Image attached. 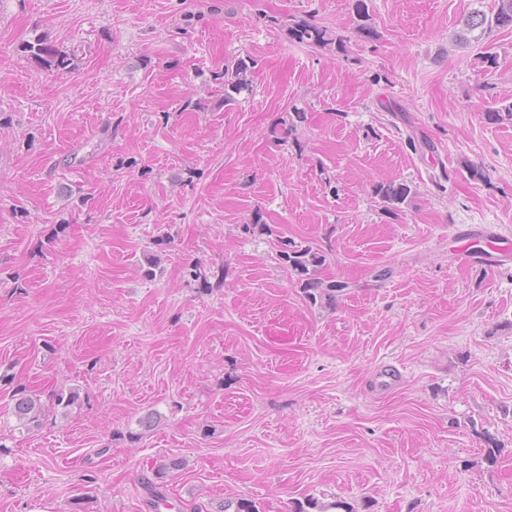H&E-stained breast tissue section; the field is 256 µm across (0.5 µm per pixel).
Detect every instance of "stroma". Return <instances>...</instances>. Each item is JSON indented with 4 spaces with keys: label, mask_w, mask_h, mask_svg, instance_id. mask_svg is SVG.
I'll use <instances>...</instances> for the list:
<instances>
[{
    "label": "stroma",
    "mask_w": 512,
    "mask_h": 512,
    "mask_svg": "<svg viewBox=\"0 0 512 512\" xmlns=\"http://www.w3.org/2000/svg\"><path fill=\"white\" fill-rule=\"evenodd\" d=\"M366 2L371 38L354 0H0V512H149L168 456L182 512H512V261L460 253L512 232V117L485 119L512 31L490 67L449 43L473 0ZM306 16L342 49L291 41ZM247 57L220 105L210 74ZM283 238L324 252L335 306L304 301ZM24 49L43 63L48 70L68 72L73 67V61L67 55L59 53L46 39L39 38L34 43H28ZM248 59L254 65L253 60L251 58ZM250 63L241 58L234 61L231 65H226L224 67V74L221 77H218L220 75H213V81L221 79V83L224 85V96L222 98L224 105H230L232 102H235L234 94L238 95L248 88V72L251 73V69L254 67H251ZM410 193V187L401 182L390 181L379 183L375 187V194L378 195L384 203L391 205L394 210L399 209L398 205L404 203ZM14 394V403L9 407L10 413L16 418L18 425L28 432L38 430L45 415V405L41 398L24 390ZM183 467L182 458L176 456L168 457L156 466L151 478H145L143 490L146 501L151 508L157 510L160 504L167 502L165 494L167 478L171 473L182 470ZM333 501L324 502L314 496H307L297 500L292 505L290 512H358L350 502L333 497Z\"/></svg>",
    "instance_id": "obj_1"
}]
</instances>
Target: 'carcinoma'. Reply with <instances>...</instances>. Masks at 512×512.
Instances as JSON below:
<instances>
[{"instance_id": "obj_1", "label": "carcinoma", "mask_w": 512, "mask_h": 512, "mask_svg": "<svg viewBox=\"0 0 512 512\" xmlns=\"http://www.w3.org/2000/svg\"><path fill=\"white\" fill-rule=\"evenodd\" d=\"M475 2L477 7L459 19L458 28L453 32V42L459 48L478 46L495 31L512 30V0H495L494 6L488 12L481 9L482 0H475ZM355 12L361 20L359 30L367 37L374 36L373 27L367 24L370 14L365 0H355ZM288 32L297 42L321 49L330 48L336 43V38L326 27L309 19L294 21L289 26ZM25 50L52 71L68 72L73 67V61L67 55L59 53L54 45L43 38L26 44ZM250 71V64L241 58L224 67L222 76H213V80L220 79L224 85L223 104H231L235 101L236 95L248 88ZM410 193V187L401 182L379 183L375 187V194L395 210L399 209V205L406 201ZM280 245V257L296 272L304 300L313 306L335 305L337 294L344 291L346 285L340 281L324 280L318 277V268L325 261L323 252L312 246H296L288 240L280 241ZM80 399L78 388L61 387L53 395V405L65 411L77 404ZM9 410L16 418L18 425L28 432L40 428L45 415V405L41 398L23 390L14 394V403ZM183 467L182 458L168 457L156 466L152 476L145 478L143 490L151 508L156 509L166 502L167 478L182 470ZM206 512H259V509L252 500L226 498L219 505L206 509ZM290 512H357V510L350 502L338 497L330 502H324L309 495L295 501Z\"/></svg>"}]
</instances>
